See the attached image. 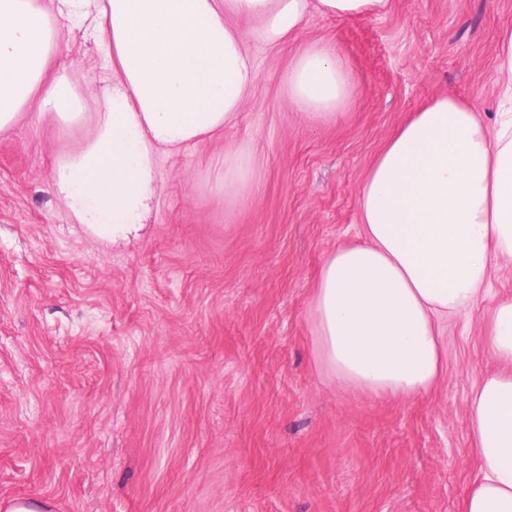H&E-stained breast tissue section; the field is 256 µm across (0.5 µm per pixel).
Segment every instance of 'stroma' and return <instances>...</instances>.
I'll list each match as a JSON object with an SVG mask.
<instances>
[{
    "instance_id": "stroma-1",
    "label": "stroma",
    "mask_w": 512,
    "mask_h": 512,
    "mask_svg": "<svg viewBox=\"0 0 512 512\" xmlns=\"http://www.w3.org/2000/svg\"><path fill=\"white\" fill-rule=\"evenodd\" d=\"M56 24L49 73L109 84L96 22ZM507 28L512 0H390L253 44L237 122L161 155L146 224L114 244L52 190L78 131L32 111L0 134V512H458L476 476L470 398L498 368L484 327L512 296V262H493L489 294L443 324L444 374L414 399L336 384L311 302L325 257L360 240L359 194L411 113L451 95L493 119ZM317 41L352 80L321 126L285 85ZM239 147L255 175L236 204L221 162Z\"/></svg>"
}]
</instances>
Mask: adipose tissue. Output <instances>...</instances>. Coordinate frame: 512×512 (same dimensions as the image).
I'll return each instance as SVG.
<instances>
[{
  "label": "adipose tissue",
  "mask_w": 512,
  "mask_h": 512,
  "mask_svg": "<svg viewBox=\"0 0 512 512\" xmlns=\"http://www.w3.org/2000/svg\"><path fill=\"white\" fill-rule=\"evenodd\" d=\"M389 0H0V133L38 105L85 132L59 157L56 194L79 224L111 242L146 223L158 159L224 131L256 81L251 45L295 37L311 12L341 19ZM254 21L251 34L234 25ZM94 19L110 84L96 117L65 73L44 85L59 49L56 18ZM494 125L452 96L413 112L385 145L360 192V242L324 259L312 302L316 356L352 394L412 398L442 373L441 325L490 287L493 261L512 260V32L498 45ZM290 105L315 124L351 94L333 45L314 42L286 75ZM224 195L243 201L250 150L225 154ZM486 341L512 364V298L496 306ZM478 477L460 512H512V374H488L470 401Z\"/></svg>",
  "instance_id": "1"
}]
</instances>
